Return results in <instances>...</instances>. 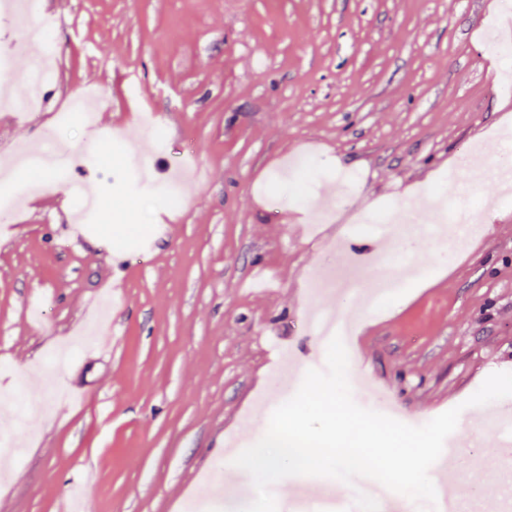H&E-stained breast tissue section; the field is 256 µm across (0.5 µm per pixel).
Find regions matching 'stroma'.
<instances>
[{
	"instance_id": "obj_1",
	"label": "stroma",
	"mask_w": 512,
	"mask_h": 512,
	"mask_svg": "<svg viewBox=\"0 0 512 512\" xmlns=\"http://www.w3.org/2000/svg\"><path fill=\"white\" fill-rule=\"evenodd\" d=\"M62 13L42 106L0 112V167L57 143L69 173L44 200H18L0 224V442L22 452L0 480V512H58L69 491L92 512H222L256 496L228 443L259 440L283 403L272 385L287 346L327 345L308 313L342 306L357 324L352 396L386 388L400 420L421 426L461 407L460 490L498 488L489 456L501 431L466 401L512 372V191L481 181L482 231L450 265L416 240L418 274L379 308L310 289L337 267L358 214L412 210L449 188L458 153L492 167L512 139L498 85L512 51L482 41L512 0H44ZM99 93L98 136L60 127L56 109ZM149 108L160 132L141 127ZM101 206L86 213L83 190ZM280 200L271 208L266 188ZM94 227L74 245L75 214ZM173 229L152 253L157 224ZM123 265L117 288L103 277ZM109 312L111 353H96L84 302ZM287 494L344 498L342 481L284 478Z\"/></svg>"
}]
</instances>
